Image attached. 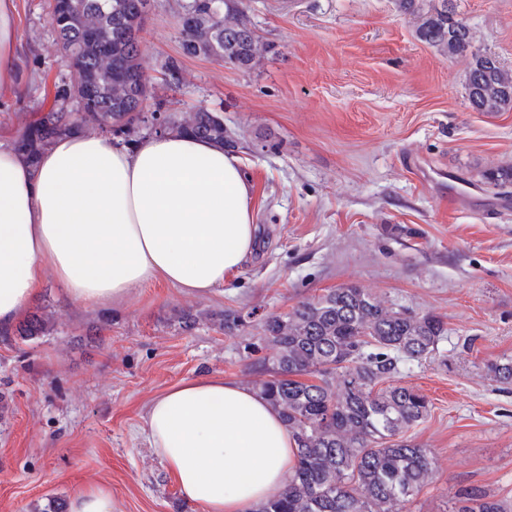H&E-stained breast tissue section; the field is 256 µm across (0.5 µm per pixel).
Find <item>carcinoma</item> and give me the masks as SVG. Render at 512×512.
Segmentation results:
<instances>
[{
  "label": "carcinoma",
  "mask_w": 512,
  "mask_h": 512,
  "mask_svg": "<svg viewBox=\"0 0 512 512\" xmlns=\"http://www.w3.org/2000/svg\"><path fill=\"white\" fill-rule=\"evenodd\" d=\"M416 21L417 37L442 55L467 62L466 93L478 112L512 109V70L475 45L456 18L451 0H397ZM148 0H52L50 21L73 60L63 94L75 97L107 134L192 133L224 148L236 147L224 118L201 109L183 120L145 116L150 90L141 63L139 33ZM187 56H204L250 68L258 39L236 0H187L180 17ZM72 112L51 109L19 135L16 150L34 162L55 138L79 127ZM502 194L512 192V166L483 174ZM56 330L50 318L32 315L13 335L22 342ZM276 348L260 392L281 414L297 460L283 494L257 512H403L425 486L431 460L404 438L424 421L431 402L406 385L380 384L402 361L432 353L447 332L433 315L389 307L357 285H345L267 318ZM448 512H505L501 501L467 489L455 493Z\"/></svg>",
  "instance_id": "1"
}]
</instances>
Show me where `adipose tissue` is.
I'll list each match as a JSON object with an SVG mask.
<instances>
[{
  "label": "adipose tissue",
  "instance_id": "ef3b65f1",
  "mask_svg": "<svg viewBox=\"0 0 512 512\" xmlns=\"http://www.w3.org/2000/svg\"><path fill=\"white\" fill-rule=\"evenodd\" d=\"M14 0H0V99L22 89ZM254 185L239 156L186 134L119 144L74 131L35 163L0 144V334L52 270L89 307L161 281L207 294L252 254ZM144 432L186 501L256 512L293 474L295 442L258 389L211 374L152 399Z\"/></svg>",
  "mask_w": 512,
  "mask_h": 512
}]
</instances>
